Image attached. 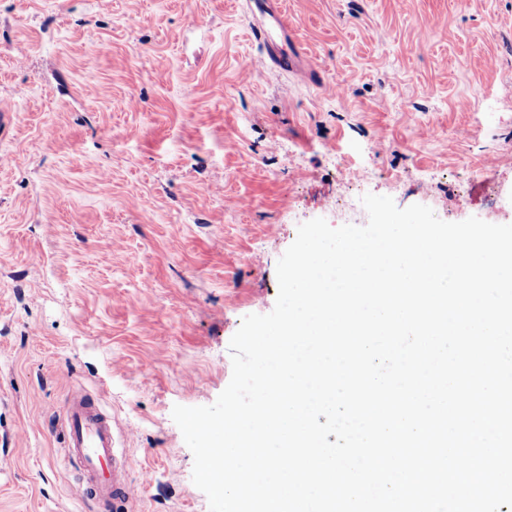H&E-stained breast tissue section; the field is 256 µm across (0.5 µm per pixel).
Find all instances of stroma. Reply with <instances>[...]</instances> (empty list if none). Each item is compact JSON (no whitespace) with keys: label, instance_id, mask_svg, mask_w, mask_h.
Wrapping results in <instances>:
<instances>
[{"label":"stroma","instance_id":"35a3bbf8","mask_svg":"<svg viewBox=\"0 0 512 512\" xmlns=\"http://www.w3.org/2000/svg\"><path fill=\"white\" fill-rule=\"evenodd\" d=\"M283 2L304 69L248 78L236 0H0V512H98L77 386L138 489L111 512H209L172 409L227 387L300 224L366 225L352 172L512 224V0ZM64 455L81 471L80 494L84 499L113 505L134 497L112 421L82 390L73 391L65 403Z\"/></svg>","mask_w":512,"mask_h":512}]
</instances>
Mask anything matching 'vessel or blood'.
I'll return each mask as SVG.
<instances>
[{
    "instance_id": "vessel-or-blood-1",
    "label": "vessel or blood",
    "mask_w": 512,
    "mask_h": 512,
    "mask_svg": "<svg viewBox=\"0 0 512 512\" xmlns=\"http://www.w3.org/2000/svg\"><path fill=\"white\" fill-rule=\"evenodd\" d=\"M257 7L260 15L252 19L250 33L263 50L250 60L247 72L258 73L272 65L286 72L297 70L301 53L288 40V19L281 0H259ZM64 455L81 471L83 498L102 505L133 498L134 489L125 476L126 463L117 447L112 421L90 395L80 390L73 391L65 403Z\"/></svg>"
}]
</instances>
